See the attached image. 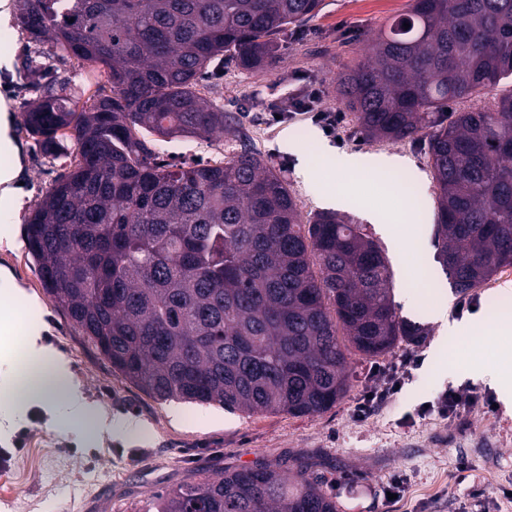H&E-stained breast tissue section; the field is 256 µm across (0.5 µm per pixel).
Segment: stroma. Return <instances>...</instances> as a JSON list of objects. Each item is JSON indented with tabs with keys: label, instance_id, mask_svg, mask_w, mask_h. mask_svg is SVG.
Here are the masks:
<instances>
[{
	"label": "stroma",
	"instance_id": "obj_1",
	"mask_svg": "<svg viewBox=\"0 0 512 512\" xmlns=\"http://www.w3.org/2000/svg\"><path fill=\"white\" fill-rule=\"evenodd\" d=\"M410 5L411 0H323L317 16L278 35V57L263 72L230 63L214 70L208 86L231 118L233 134L201 142L195 154L166 153L162 159L189 163L244 149L259 152L285 177L308 218L322 205L298 177L296 157L280 149L283 136L306 152L323 137L342 153L402 157L403 166L393 173L363 182L361 196L346 213L366 225L382 247L396 287L413 272L431 293L451 297L453 318L471 320L481 331L492 317L512 318V267L495 277L499 303L489 302L482 289L465 297L452 292L437 261L436 187L425 139L366 141L349 118L328 134L315 118L319 112L343 111L336 98L338 76L362 61L374 33ZM36 48L15 20L0 18V96L16 118L36 96L23 71L26 53ZM313 90L319 93L313 114H296V93ZM10 136L23 154L25 196L20 209H0V320L11 318L15 329H23L30 317L12 296L18 289L33 296L47 325L44 344L69 359L87 402L111 416L135 418L142 428L115 437L96 432L88 421L61 426L40 402L0 395V450L11 453L0 464V512H142L157 490L202 480L213 470L281 459L321 480L341 512H473V488L484 492L485 512H512V501L501 497L502 489L512 488V407L487 410L483 402L496 401V391L472 378L466 367H448L449 352L464 348L474 361L491 366L512 368V354H491L481 345L442 335L423 312L426 300L407 317L426 324L428 336L378 357L350 354L348 392L318 415L247 416L215 404L161 402L122 380L44 291L24 230L61 167L17 122ZM386 182L401 190L414 185L415 194L406 204L388 201L380 193ZM385 224L394 226L403 247L382 232ZM408 357L418 359V366L403 369ZM391 371L401 381L398 393L357 417L361 396L383 386ZM446 391L472 398L473 406L455 420L442 416L434 404ZM397 479L402 487L392 499L387 492Z\"/></svg>",
	"mask_w": 512,
	"mask_h": 512
}]
</instances>
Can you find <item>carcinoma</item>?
<instances>
[{"label":"carcinoma","mask_w":512,"mask_h":512,"mask_svg":"<svg viewBox=\"0 0 512 512\" xmlns=\"http://www.w3.org/2000/svg\"><path fill=\"white\" fill-rule=\"evenodd\" d=\"M323 0H17L50 46L25 63L40 96L21 127L64 159L27 249L45 291L130 384L158 401L249 415H317L348 391V348L378 357L425 328L399 316L387 258L363 224L302 217L288 183L243 150L189 166L157 143L232 132L202 93L209 68L254 71L274 36ZM409 24L404 28L403 24ZM107 69L88 107L57 53ZM512 0H412L339 95L369 140L425 137L438 190V259L455 292L512 265ZM468 101L446 124L448 104ZM146 512H339L288 461L216 471L151 496Z\"/></svg>","instance_id":"cac0c4a2"}]
</instances>
